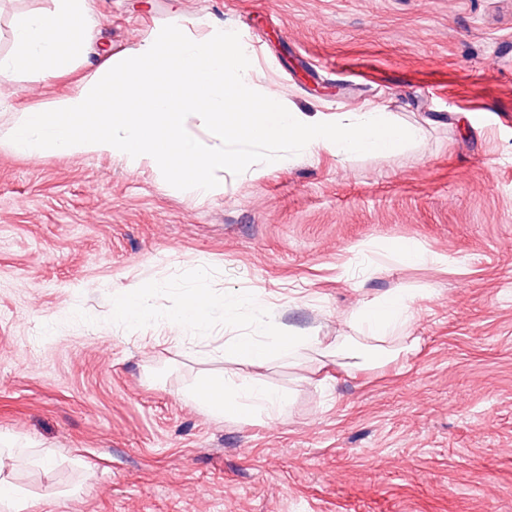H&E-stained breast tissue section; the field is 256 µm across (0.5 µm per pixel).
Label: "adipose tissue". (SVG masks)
I'll return each mask as SVG.
<instances>
[{
  "mask_svg": "<svg viewBox=\"0 0 512 512\" xmlns=\"http://www.w3.org/2000/svg\"><path fill=\"white\" fill-rule=\"evenodd\" d=\"M98 20L89 0H54L51 11L23 15L13 28L15 50L0 55V81L28 69H36L45 79L71 73L80 49L93 39ZM413 300L404 293H389L367 302L361 313V328L370 339L378 341V361L396 360L399 350L386 347L388 338L403 331L412 315ZM238 309L235 301L217 303L207 289L186 294L181 308L167 315L170 327L201 328L209 324L216 312L232 320ZM320 336H298L274 326L268 339L235 335L224 341L225 358L262 366L275 360H293L303 349L323 347ZM194 400L209 412L227 418L259 414L269 418L284 416L291 404L287 391L260 378L221 375L196 385Z\"/></svg>",
  "mask_w": 512,
  "mask_h": 512,
  "instance_id": "ef3b65f1",
  "label": "adipose tissue"
}]
</instances>
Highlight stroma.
<instances>
[{"label":"stroma","instance_id":"obj_1","mask_svg":"<svg viewBox=\"0 0 512 512\" xmlns=\"http://www.w3.org/2000/svg\"><path fill=\"white\" fill-rule=\"evenodd\" d=\"M77 69L0 81V440L29 512H512V0H94ZM240 32L301 112L379 106L423 130L394 157L301 154L201 200L106 155L6 144L163 26ZM428 255L417 264L406 242ZM208 275L199 279L198 266ZM146 290L129 322L114 293ZM248 298L175 329L190 289ZM414 295V353L343 356L365 301ZM334 340L298 363L226 359L266 323ZM237 373L287 390L278 420L186 396Z\"/></svg>","mask_w":512,"mask_h":512}]
</instances>
